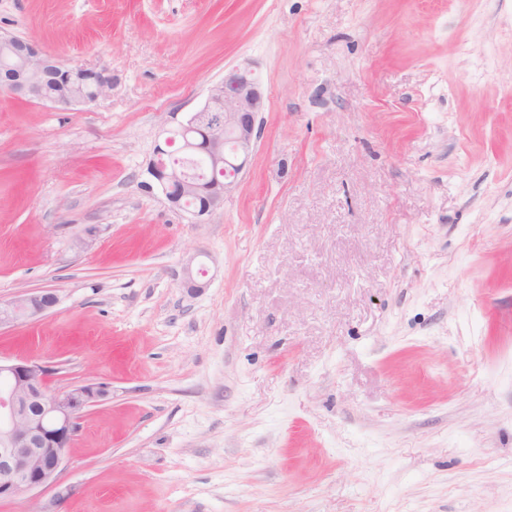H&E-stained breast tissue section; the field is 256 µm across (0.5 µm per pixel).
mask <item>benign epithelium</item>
Segmentation results:
<instances>
[{
    "label": "benign epithelium",
    "instance_id": "obj_1",
    "mask_svg": "<svg viewBox=\"0 0 512 512\" xmlns=\"http://www.w3.org/2000/svg\"><path fill=\"white\" fill-rule=\"evenodd\" d=\"M111 89L112 75L104 69L67 65L29 38L0 34V90L17 99L69 108L94 102ZM263 107L259 76L250 65H238L209 87L201 108L155 143L146 172L173 208L201 223L223 207L260 138ZM175 135L183 160L205 157L211 176L197 179L166 161ZM191 202L196 206L188 211ZM197 257L190 256L183 269L182 287L191 294L206 288L193 275ZM57 302L49 291L1 300L0 328L37 318ZM49 374L50 368L35 360L0 359V500L57 484L85 409L109 396L102 383L52 392Z\"/></svg>",
    "mask_w": 512,
    "mask_h": 512
}]
</instances>
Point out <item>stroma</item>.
Returning <instances> with one entry per match:
<instances>
[{"label":"stroma","mask_w":512,"mask_h":512,"mask_svg":"<svg viewBox=\"0 0 512 512\" xmlns=\"http://www.w3.org/2000/svg\"><path fill=\"white\" fill-rule=\"evenodd\" d=\"M0 30L112 75L0 91V300L58 297L0 358L110 391L0 512H512V0H0ZM245 63L261 137L189 223L154 141Z\"/></svg>","instance_id":"stroma-1"}]
</instances>
